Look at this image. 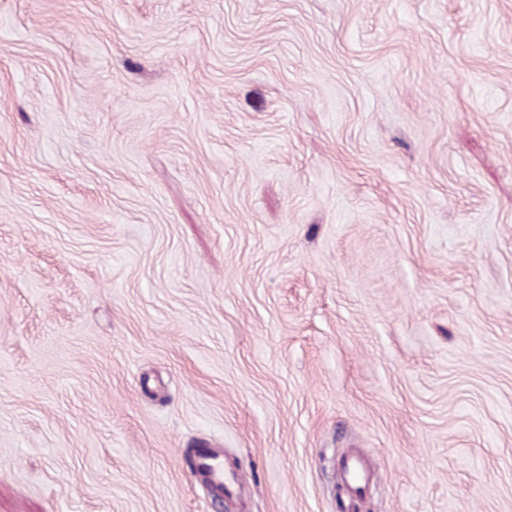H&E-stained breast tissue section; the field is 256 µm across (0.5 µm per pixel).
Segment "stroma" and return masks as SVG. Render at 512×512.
Instances as JSON below:
<instances>
[{
    "label": "stroma",
    "mask_w": 512,
    "mask_h": 512,
    "mask_svg": "<svg viewBox=\"0 0 512 512\" xmlns=\"http://www.w3.org/2000/svg\"><path fill=\"white\" fill-rule=\"evenodd\" d=\"M0 512H512V0H0ZM193 468L213 492L224 486V462L217 452L212 450L197 452L193 460Z\"/></svg>",
    "instance_id": "obj_1"
}]
</instances>
